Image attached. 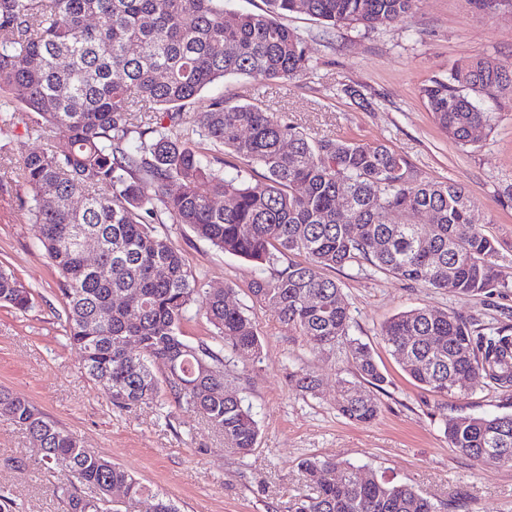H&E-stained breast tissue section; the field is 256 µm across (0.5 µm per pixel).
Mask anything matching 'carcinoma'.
I'll return each instance as SVG.
<instances>
[{"label": "carcinoma", "mask_w": 512, "mask_h": 512, "mask_svg": "<svg viewBox=\"0 0 512 512\" xmlns=\"http://www.w3.org/2000/svg\"><path fill=\"white\" fill-rule=\"evenodd\" d=\"M417 0H266L243 14L224 0H0V124L20 105L46 147L24 156L32 192L29 220L58 275L65 333L83 366L118 408L166 397L223 430L243 455L258 443L252 408L233 390L231 353L260 361L255 321L229 296L207 289L160 225L185 224L219 250L255 263L252 299L295 336L324 352L345 345L354 379H338L336 408L364 424L379 413L361 385L386 378L368 344L350 336L353 318L340 284L326 272L369 264L393 277L463 297L498 288L487 219L466 189L423 179L384 144L311 138L281 122L257 98L229 106L213 98L196 115L195 136L179 130L182 111L228 76L258 86L311 70L307 40L279 21L300 13L326 29L374 28L411 18ZM512 95V66L492 57L464 60L434 77L421 96L435 123L461 147L490 132L496 113L484 97ZM84 196L76 208L72 199ZM347 208L338 210V200ZM431 214L423 227L407 222ZM103 246L89 266L78 237ZM196 314L213 326L195 344L183 325ZM32 293L0 268V307L20 311ZM141 347L124 350V338ZM380 336L417 386L439 396L512 387V333H482L454 312L426 307L388 319ZM0 417L40 441L50 470L65 467L59 489L69 512H180L27 399L0 388ZM449 447L488 470L512 466V414L443 419ZM311 493L291 512H442L413 487L334 459L300 463ZM86 485L95 495L73 490Z\"/></svg>", "instance_id": "carcinoma-1"}]
</instances>
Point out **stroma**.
<instances>
[{
	"instance_id": "35a3bbf8",
	"label": "stroma",
	"mask_w": 512,
	"mask_h": 512,
	"mask_svg": "<svg viewBox=\"0 0 512 512\" xmlns=\"http://www.w3.org/2000/svg\"><path fill=\"white\" fill-rule=\"evenodd\" d=\"M283 24L303 35L315 73L260 89L266 106L310 136L387 144L423 177L458 183L488 218L497 248L500 282L492 296L463 298L374 271L370 265L335 272L353 317L351 334L367 343L386 383L374 390L380 412L355 424L336 410V380L352 363L344 346L312 351L266 306L251 300L252 262L216 250L182 224L164 230L209 288L231 287L248 309L262 341V361L240 371L237 390L258 420V445L241 455L201 415L172 408L169 421L154 407L120 410L87 377L80 351L64 336L62 294L38 228L28 221L29 188L14 175L0 177V265L31 288L34 305L0 308V387L25 397L76 433L85 447L109 457L144 484L172 498L181 512H288L307 494L300 471L309 457L340 459L374 470L445 503L447 512H512V467L486 473L449 448L446 416L512 413V388L478 389L439 397L417 385L379 336L392 315L429 307L461 315L476 327L512 326V97L500 96L494 130L475 146L456 145L434 122L420 94L429 79L448 75L459 61L484 56L512 65V5L489 13L474 0H418L412 18L365 29L325 32L304 14ZM362 90L361 106L345 95ZM28 115L17 110L0 129V170H9L43 139L28 135ZM310 372L316 394L295 385ZM60 476L46 469L26 431L0 419V495L14 512H67L53 491Z\"/></svg>"
}]
</instances>
